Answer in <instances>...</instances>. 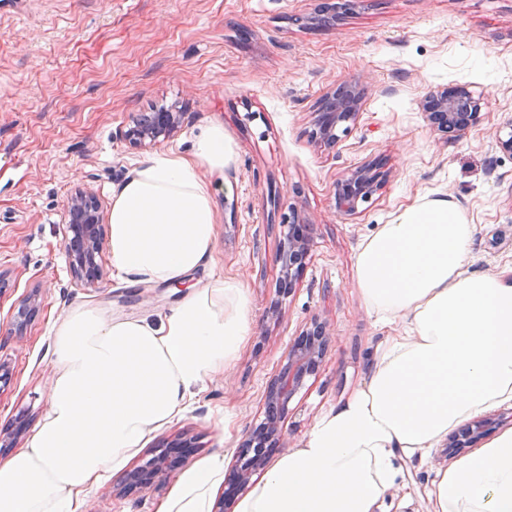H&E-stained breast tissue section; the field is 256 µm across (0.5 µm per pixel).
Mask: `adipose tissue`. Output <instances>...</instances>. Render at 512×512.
<instances>
[{"mask_svg":"<svg viewBox=\"0 0 512 512\" xmlns=\"http://www.w3.org/2000/svg\"><path fill=\"white\" fill-rule=\"evenodd\" d=\"M236 162L222 123L191 155L143 161L112 193L108 252L122 279L174 284L211 263L215 184ZM477 227L432 199L360 244L355 282L385 324L401 323L369 380L324 414L240 502L238 512H375L397 450L425 452L471 417L512 401V284L467 269ZM240 281L218 275L156 321L70 306L53 328L48 409L26 448L0 464V512H78L103 472L120 471L174 421L252 332ZM214 456L163 512H209ZM433 512H512V430L437 471Z\"/></svg>","mask_w":512,"mask_h":512,"instance_id":"obj_1","label":"adipose tissue"}]
</instances>
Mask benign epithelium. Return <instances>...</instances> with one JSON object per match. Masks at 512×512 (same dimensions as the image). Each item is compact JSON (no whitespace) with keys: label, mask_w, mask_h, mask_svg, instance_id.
Segmentation results:
<instances>
[{"label":"benign epithelium","mask_w":512,"mask_h":512,"mask_svg":"<svg viewBox=\"0 0 512 512\" xmlns=\"http://www.w3.org/2000/svg\"><path fill=\"white\" fill-rule=\"evenodd\" d=\"M362 97L363 93L352 84H343L326 94L316 114L315 139L326 147L335 146L341 135L348 132L349 123L356 120ZM482 104L483 95H476L466 87H441L424 98L422 110L432 127L444 133H460L480 121ZM181 117L182 114L175 112H154L141 118V122L134 127L119 131V135L134 138L141 143L154 142L173 130L180 123ZM378 182L380 177L367 164L345 175L336 183L335 205L338 212L347 216L356 214L378 187ZM100 209L101 201L90 189L77 191L64 209L67 240L75 243L71 250V273L76 283L84 287L94 285L101 278L96 262V257L103 251V236L98 226ZM292 223L294 227L302 228V233L296 237L288 235V243L278 256L283 272L282 285L288 290L292 287L296 273L304 266L310 247L308 223L296 212L292 213ZM38 305L39 298L35 294L22 302L18 311L21 320L16 322L15 333H22L24 319L34 313ZM328 339L326 324L315 319L289 347L281 372L267 390L266 404L274 407V414L262 426L251 430L239 446L236 464L228 478L230 490L245 489L253 473L266 467L269 456H260L258 449L266 446L278 448L283 444V412L305 377L313 373L321 363ZM487 424V420L475 418L450 436L448 456L454 457L460 449L475 443L483 435ZM25 431L24 423L1 431L0 445L14 447ZM188 448L190 444L181 441L163 451L156 450L143 467L127 473L113 492L122 498L142 489L164 486L181 467Z\"/></svg>","instance_id":"obj_1"}]
</instances>
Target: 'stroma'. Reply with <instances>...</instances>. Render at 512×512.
<instances>
[{
  "label": "stroma",
  "mask_w": 512,
  "mask_h": 512,
  "mask_svg": "<svg viewBox=\"0 0 512 512\" xmlns=\"http://www.w3.org/2000/svg\"><path fill=\"white\" fill-rule=\"evenodd\" d=\"M335 0H0V429L19 418L38 426L54 379L53 324L77 303L116 316L156 318L211 275L240 280L253 331L235 362L208 381L197 402L131 459L183 437L194 448L180 471L222 454L232 467L245 433L264 417L268 386L311 318L331 332L325 357L288 405L285 449L367 380L396 325L382 324L354 284L359 244L404 208L443 198L478 232L468 269L512 273V154L497 132L512 117V0H356L336 26L311 24ZM364 85L360 114L335 148L311 139L327 92ZM481 92V120L457 137L432 128L420 108L441 86ZM182 113L178 128L146 147L120 137L143 113ZM220 121L237 152L215 195L211 264L171 285L125 282L101 254L95 286L75 285L63 224L80 188L110 211L112 192L139 161L191 152ZM366 163L387 177L358 213L334 206L337 181ZM297 208L311 252L292 292L279 297L276 257L283 222ZM40 308L15 334L29 295ZM442 448L398 451L399 477L377 512H430ZM119 474L89 489V512H160L169 484L127 498Z\"/></svg>",
  "instance_id": "stroma-1"
}]
</instances>
